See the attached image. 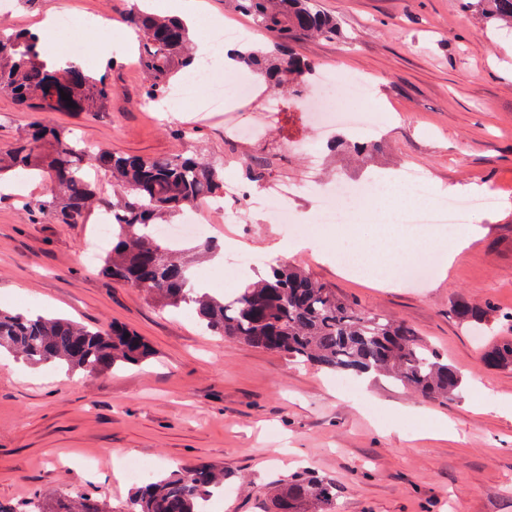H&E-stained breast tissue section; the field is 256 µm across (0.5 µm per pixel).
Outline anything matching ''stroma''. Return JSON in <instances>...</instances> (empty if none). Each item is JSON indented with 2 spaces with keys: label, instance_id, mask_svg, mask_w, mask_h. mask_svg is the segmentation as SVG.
Wrapping results in <instances>:
<instances>
[{
  "label": "stroma",
  "instance_id": "35a3bbf8",
  "mask_svg": "<svg viewBox=\"0 0 512 512\" xmlns=\"http://www.w3.org/2000/svg\"><path fill=\"white\" fill-rule=\"evenodd\" d=\"M197 17L267 38L229 0H193ZM339 23L336 39H301L295 53L317 68L342 66L370 79L385 115L380 150L365 163L332 150L303 116L280 125L254 124L269 94L227 103L242 134L224 141V124L201 119L191 106L141 111L145 78L119 49L98 45L102 20L124 29L127 0H16L0 27L37 28L60 11L86 19L75 40L94 45L86 67L111 69L109 111L56 112L55 124L85 143L117 153L160 156L179 148L170 129L198 126L196 146L225 171L243 158L267 157L271 180L299 183L312 153L328 182L383 180L405 168L425 171L434 194L485 186L497 199L477 213L482 236L455 262L436 249L426 278L379 282L349 271L339 257L366 250L373 223L359 233L323 225L296 249L286 228L251 210L243 224L212 214L217 244L235 241L260 274L287 257L360 309L406 321L464 375L451 399L431 400L383 378L350 379L308 363L224 341L206 333L186 308H161L137 287L117 286L86 260L97 217L85 224L35 223L0 186V308L39 311L88 325L128 326L155 354L138 366L101 373L34 367L0 356V502L19 505L32 493L51 498L87 490L123 512L135 490L117 476L127 457L155 463V475L200 461L223 466L226 494L215 512H266L260 490L304 471L336 486L335 512H512V370H490L478 338L455 316L460 304L512 311V34L487 27L463 0H316ZM297 141L282 153L281 141Z\"/></svg>",
  "mask_w": 512,
  "mask_h": 512
}]
</instances>
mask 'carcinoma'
<instances>
[{
  "instance_id": "carcinoma-1",
  "label": "carcinoma",
  "mask_w": 512,
  "mask_h": 512,
  "mask_svg": "<svg viewBox=\"0 0 512 512\" xmlns=\"http://www.w3.org/2000/svg\"><path fill=\"white\" fill-rule=\"evenodd\" d=\"M254 26L271 38V49L245 47L236 55L240 68L297 97L315 68L296 56L290 42L306 36L333 39L336 19L313 0H233ZM473 7L499 28L512 29V0H476ZM126 22L137 36L138 61L146 75L142 99L161 98L172 78L196 66L191 26L181 18L163 17L133 4ZM67 93L71 101L61 98ZM0 94L35 113L16 147L0 157V178L39 175L50 183L40 197H21V210L52 224H84L99 205L87 170L112 179V249L102 260L103 273L117 284L131 283L164 308L189 306L212 336L246 347L308 362L344 377L384 375L426 398H447L464 376L425 344L407 323L365 312L327 284L299 268L272 264L266 277L248 281L231 298L193 284L180 260L178 244L159 238L149 226L169 224L207 200L224 198V167L191 150L169 156H131L88 150L69 130L50 122L54 112L95 115L112 101L108 72L79 65L58 66L37 34L0 31ZM73 106H68V103ZM247 178L263 182L265 160L244 161ZM493 310L463 304L460 321L481 329ZM33 365L60 364L71 370L97 372L139 365L154 355L151 344L119 324L107 329L52 318L38 312L0 310V351ZM489 369H512V338L487 342L481 354ZM224 490V468L195 463L138 487L122 512H201L199 505ZM270 512H331L336 496L326 478L297 472L268 491ZM0 512H112L93 493L70 490L51 509L36 495L20 507L0 504Z\"/></svg>"
}]
</instances>
